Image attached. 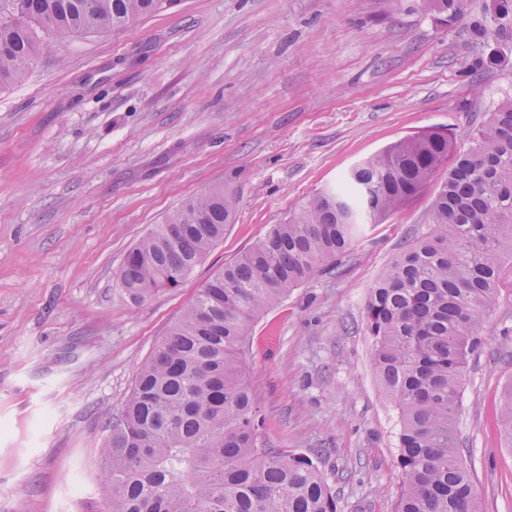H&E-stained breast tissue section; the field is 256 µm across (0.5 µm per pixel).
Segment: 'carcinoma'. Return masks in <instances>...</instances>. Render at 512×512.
<instances>
[{
    "label": "carcinoma",
    "mask_w": 512,
    "mask_h": 512,
    "mask_svg": "<svg viewBox=\"0 0 512 512\" xmlns=\"http://www.w3.org/2000/svg\"><path fill=\"white\" fill-rule=\"evenodd\" d=\"M456 24L466 0H430ZM174 0H0V88L21 81L40 52L94 32L119 34ZM490 51L471 69L501 64L512 40V0L473 19ZM448 177L429 229L375 282L365 309L373 363L400 414L402 487L394 512H481L457 433L469 350L512 262V100L498 104L464 147L449 132L403 138L351 169L342 189L309 195L297 211L199 289L141 365L101 450L106 512H336L309 457L261 439L263 418L244 377L251 324ZM237 200L222 186L186 198L126 253L118 288L134 303L174 289L224 238ZM512 440V389L500 410Z\"/></svg>",
    "instance_id": "obj_1"
}]
</instances>
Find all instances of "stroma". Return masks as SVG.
I'll return each mask as SVG.
<instances>
[{
  "mask_svg": "<svg viewBox=\"0 0 512 512\" xmlns=\"http://www.w3.org/2000/svg\"><path fill=\"white\" fill-rule=\"evenodd\" d=\"M426 0H177L117 35L41 53L0 89V512H105L101 449L156 341L224 264L362 160L427 130L463 146L512 99V52ZM221 185L234 224L172 290L131 302L127 251ZM440 183L364 225L332 269L269 308L245 380L267 446L318 458L337 512H394L399 410L379 386L365 308ZM512 264L463 376L457 431L483 512H512Z\"/></svg>",
  "mask_w": 512,
  "mask_h": 512,
  "instance_id": "obj_1",
  "label": "stroma"
}]
</instances>
